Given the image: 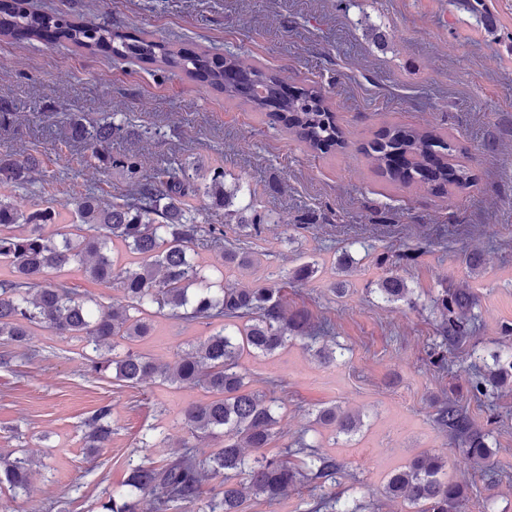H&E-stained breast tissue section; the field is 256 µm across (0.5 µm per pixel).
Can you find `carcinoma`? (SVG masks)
Listing matches in <instances>:
<instances>
[{
	"mask_svg": "<svg viewBox=\"0 0 512 512\" xmlns=\"http://www.w3.org/2000/svg\"><path fill=\"white\" fill-rule=\"evenodd\" d=\"M458 9L483 19L495 29L485 0H456ZM65 40L89 53L108 51L121 59L136 58L163 70H180L192 80L224 93L227 100H241L279 124L313 151L343 149L345 134L336 123L322 89L288 87V79L243 55L211 56L205 52L175 50L146 37L112 31L99 19L72 21L63 14L46 15L27 8L26 0L0 3V37L18 40ZM70 139L85 144L93 160L125 169L134 180L124 195L107 202L88 190L63 204L72 221L48 232L57 223L53 206L24 213L10 196L0 193V266L9 274L0 278V337L22 347L36 329L75 336L91 349L90 371L104 374L120 386H134L145 379L199 387L206 399L188 406L183 424L197 441L221 439L204 458L197 445L185 443L181 452L156 467L143 460L128 461L127 490L112 495L102 512H138L139 494L150 497V512H173L195 503L203 482L222 478V489L210 500L209 512H245L247 495L272 503L300 482L336 481L342 465L331 456L312 451L304 436L294 447L266 453L277 436L278 413L283 409L271 392L252 388L242 360L271 356L295 343L327 363L337 360L336 350L321 341L332 337L334 327L325 321L308 323L303 308L291 309L285 290L315 277L317 268L304 263L275 278L246 286L226 287L214 281L196 261L198 252L217 249L224 267L248 270L254 256L228 238V231L258 237L265 230L264 216L248 202L234 207L238 185L224 183V172L215 171L199 187L198 169L181 168V176L166 183L151 175H137L135 158L112 156V141L124 136L119 124L88 125L84 117L69 119ZM455 149L431 123L424 127L387 126L362 149L368 166L387 181L423 189L435 196L448 188L465 189L472 182L467 167L453 162ZM40 160L24 152L0 156V188L22 187L36 180ZM203 191L212 208L224 211V223L199 224L195 210L184 197ZM77 270L96 282L117 284L118 305H102L63 279ZM376 292L386 302L412 301L411 288L393 268L383 269ZM477 299L472 289L444 288L433 299L442 321L441 344L429 353L437 370L450 372L446 345L460 343L476 328ZM155 317L194 322L210 328L191 349L167 364L133 348L150 335ZM112 350L106 358L102 349ZM492 364H472L471 396L486 402L495 392L512 384V350L491 355ZM318 423L335 436L349 435L360 425L358 415L332 405L319 411ZM436 423L448 431L459 450L482 469L488 485L511 480L512 473L499 466L490 434L476 425L453 399L438 400ZM112 435V405H101L87 420L84 436L88 448H102ZM256 455L248 459L244 449ZM300 458L295 465L291 458ZM446 461L423 452L387 482L386 493L406 502L413 512H464L469 485L448 479ZM32 468L23 457L0 455V493L16 494L31 485ZM362 505L321 495L307 512H361Z\"/></svg>",
	"mask_w": 512,
	"mask_h": 512,
	"instance_id": "carcinoma-1",
	"label": "carcinoma"
}]
</instances>
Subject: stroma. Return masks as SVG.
<instances>
[{"label": "stroma", "mask_w": 512, "mask_h": 512, "mask_svg": "<svg viewBox=\"0 0 512 512\" xmlns=\"http://www.w3.org/2000/svg\"><path fill=\"white\" fill-rule=\"evenodd\" d=\"M30 2L48 13L94 15L114 30L186 50L250 56L295 85L326 91L347 146L323 154L183 72L67 44L0 39V153L26 151L42 169L11 200L30 212L89 187L107 201L124 193L125 171L91 166L85 146L68 138L73 113L124 122L128 133L112 152L135 156L144 172L173 174L189 162L205 176L223 168L226 186L249 187L255 208L278 218L247 246L262 271L317 263V276L289 289L287 301L313 323L330 321L344 349L342 361L329 365L297 344L245 358L254 388L277 383L274 395L285 406L278 446L305 435L343 467L323 491L376 504L379 512H408L387 498L389 475L436 451L449 478L473 490L466 512H512V482L485 484L435 422L437 398L456 393L474 423L490 431L499 465L512 471V387L493 405L476 402L469 369L471 352L490 355L512 326V0H487L498 22L493 33L456 0ZM429 121L473 178L445 198L388 183L362 153L384 126ZM414 247L415 260H403ZM474 252L482 260L476 275L467 265ZM345 253L354 263L340 299L330 284ZM382 260L396 264L412 303L379 298ZM464 284L477 296L478 329L449 347L459 369L447 376L429 362L441 322L432 300ZM207 333L161 317L139 348L170 363ZM203 398L200 388L152 379L116 385L89 370L79 339L37 331L28 348L15 349L10 366H0V452L36 463L30 491L9 501L8 512H93L122 488L133 450L159 465L189 440L182 413ZM103 404L112 407V438L93 454L84 446V422ZM334 404L359 414L356 433L336 439L316 424L318 410ZM151 435L159 446L139 449Z\"/></svg>", "instance_id": "35a3bbf8"}]
</instances>
